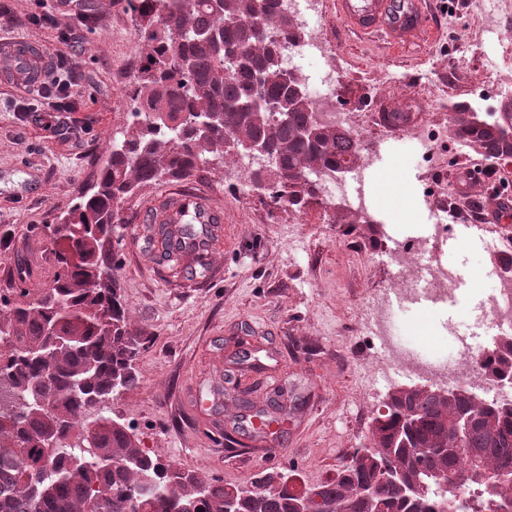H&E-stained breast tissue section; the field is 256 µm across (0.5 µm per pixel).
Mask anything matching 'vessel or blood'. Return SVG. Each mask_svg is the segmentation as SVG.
Listing matches in <instances>:
<instances>
[{"instance_id": "vessel-or-blood-1", "label": "vessel or blood", "mask_w": 512, "mask_h": 512, "mask_svg": "<svg viewBox=\"0 0 512 512\" xmlns=\"http://www.w3.org/2000/svg\"><path fill=\"white\" fill-rule=\"evenodd\" d=\"M336 17L350 31L362 36H383L390 46L403 48L429 39L435 27L427 18L426 0H333ZM46 59L39 47L22 40H0V78L21 86L39 81ZM409 104H383L382 115L395 130L410 125ZM461 193L479 194L482 180L476 170L467 166L455 170ZM193 207L199 223L220 224L222 209L212 198L200 191L173 189L158 206L146 211L142 221L151 224L160 220L179 223L184 207Z\"/></svg>"}]
</instances>
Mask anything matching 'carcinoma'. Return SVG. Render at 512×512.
<instances>
[{
	"label": "carcinoma",
	"instance_id": "1",
	"mask_svg": "<svg viewBox=\"0 0 512 512\" xmlns=\"http://www.w3.org/2000/svg\"><path fill=\"white\" fill-rule=\"evenodd\" d=\"M148 47L134 82L131 122L112 138L96 184L79 193L54 225L57 272L27 288L0 290V512H298L267 468L228 499L218 480L189 478L140 448L133 428L94 408L116 396V380L136 384L133 362L145 340L127 327L117 267L103 259L124 223L123 206L162 178L187 179L207 156L245 154L258 142L275 158L249 174L278 209L317 202L318 177L356 162L361 145L315 121L314 103L279 74L281 46L300 40L280 0H127ZM259 22L276 32L261 40ZM233 55V76L224 57ZM288 104L281 121L250 98ZM455 139L486 156H512V100L499 112L454 107ZM201 225L151 224L146 240L171 276L202 277L209 251ZM97 287H88L91 278ZM47 407L37 406V401ZM58 447L46 454V435ZM372 453L357 448L336 478L312 488L313 512H448V483L488 486L493 498L465 512H496L512 502V407L459 390L405 389L389 396L371 428ZM152 480L147 493L136 489Z\"/></svg>",
	"mask_w": 512,
	"mask_h": 512
}]
</instances>
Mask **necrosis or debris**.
Here are the masks:
<instances>
[{
  "instance_id": "4bbe7bcc",
  "label": "necrosis or debris",
  "mask_w": 512,
  "mask_h": 512,
  "mask_svg": "<svg viewBox=\"0 0 512 512\" xmlns=\"http://www.w3.org/2000/svg\"><path fill=\"white\" fill-rule=\"evenodd\" d=\"M281 3L301 32L300 43L283 50V66L291 67L294 59L304 54L326 58L328 48L315 20V0H281ZM314 112L324 124L348 130L358 138L379 124L377 113L372 111L365 112L363 121H356L353 108L340 102L332 88L316 96ZM406 135L423 146L422 160L427 166L440 174L447 171L450 162L441 156L448 143L447 125L422 119L408 128ZM445 191L439 180L429 187L432 197L440 199L441 204L434 224L425 235L390 237V245L383 254L393 270L394 285L365 299L366 313L357 330L369 334L381 345L385 367L447 390L478 391L489 396L492 403L510 407L512 369L502 366L500 356L463 340L449 343L447 337L436 334L429 320L430 314L447 304L449 296L457 292L453 271L439 259L453 222L460 218L456 199H445ZM400 305L416 311L414 317L402 324L397 323L393 314L394 308ZM478 305L484 329L495 332L502 345L512 344V274H498L495 288L480 294Z\"/></svg>"
}]
</instances>
